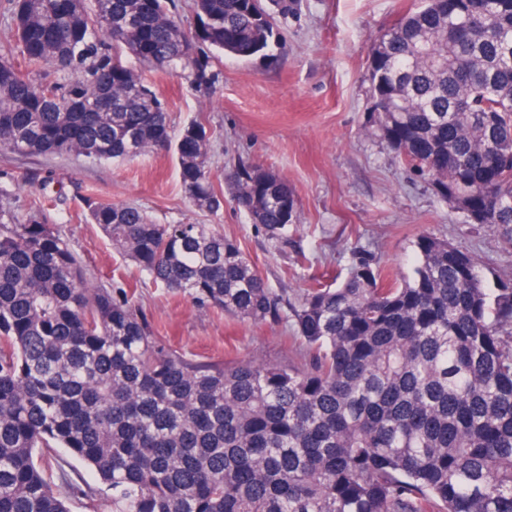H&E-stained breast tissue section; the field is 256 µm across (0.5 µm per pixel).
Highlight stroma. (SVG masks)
I'll list each match as a JSON object with an SVG mask.
<instances>
[{
  "label": "stroma",
  "instance_id": "stroma-1",
  "mask_svg": "<svg viewBox=\"0 0 512 512\" xmlns=\"http://www.w3.org/2000/svg\"><path fill=\"white\" fill-rule=\"evenodd\" d=\"M422 0H298L281 25L277 63L214 54L213 84L128 58L161 100L172 134L201 120L212 131L208 161L216 183L246 165L283 178L295 214L287 246L270 241L232 198L211 213L185 197L175 155L152 152L99 164L67 154L35 157L0 151V210L55 225L94 285H130L155 336L184 358L233 364L260 360L304 367L305 346L286 322L255 323L141 281L98 225L92 201L131 204L158 224H212L237 241L275 291L296 297L314 279L344 274L369 256L390 277L409 273L423 233L474 254L489 282L512 281V241L464 221L428 176L405 165L366 127L371 119L368 50L381 32ZM54 491L70 512H112V493L96 472L57 448L44 457ZM94 488L89 498L70 485Z\"/></svg>",
  "mask_w": 512,
  "mask_h": 512
}]
</instances>
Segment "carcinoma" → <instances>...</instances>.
Instances as JSON below:
<instances>
[{
	"label": "carcinoma",
	"mask_w": 512,
	"mask_h": 512,
	"mask_svg": "<svg viewBox=\"0 0 512 512\" xmlns=\"http://www.w3.org/2000/svg\"><path fill=\"white\" fill-rule=\"evenodd\" d=\"M173 0H8L21 61L0 56V147L122 162L176 154L199 208L224 206L211 132L172 138L167 113L123 56L198 87L209 51L275 60L295 0H195L186 31ZM512 0H424L369 49L367 131L427 174L467 219L512 241ZM81 98L82 112L69 111ZM258 177L272 182L249 194ZM234 200L288 244L291 193L258 168L225 172ZM155 286L253 322H292L304 369L257 360L192 363L160 344L123 288L87 281L52 224L0 214V512H69L41 466L65 448L112 491V512H512V286L431 234L411 273L372 260L294 301L210 224H156L137 206L89 205Z\"/></svg>",
	"instance_id": "cac0c4a2"
}]
</instances>
